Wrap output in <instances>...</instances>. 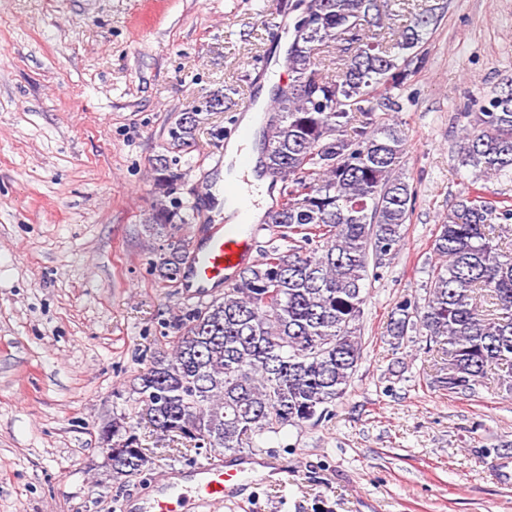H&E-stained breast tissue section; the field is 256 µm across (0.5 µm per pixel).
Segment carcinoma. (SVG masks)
I'll return each instance as SVG.
<instances>
[{
  "label": "carcinoma",
  "instance_id": "carcinoma-1",
  "mask_svg": "<svg viewBox=\"0 0 512 512\" xmlns=\"http://www.w3.org/2000/svg\"><path fill=\"white\" fill-rule=\"evenodd\" d=\"M396 0H324L322 16L301 15L288 47V91H275L257 129L260 173L279 187L262 217L285 252L272 247L240 268L222 297L178 320L171 351L152 358L131 391L155 429L199 448L240 453L255 436L316 423L342 399L363 358L361 325L369 268L402 247L416 192L403 173L407 139L392 113L426 63L423 35L443 19L429 8L389 32ZM459 113V164L474 175L448 209L432 250L424 304H397L386 331L400 341L425 337L441 353L432 387L473 396L491 380L512 394V243L492 221L512 208L478 193L482 178L512 174V78ZM202 122L183 113L169 148L193 144ZM173 160L159 159L156 200L147 227L190 221L191 205L172 198ZM170 201H165V198ZM188 243L178 240L152 268L178 279ZM112 440V476L142 473L151 458L137 425L112 416L99 441Z\"/></svg>",
  "mask_w": 512,
  "mask_h": 512
}]
</instances>
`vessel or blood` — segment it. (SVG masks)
I'll list each match as a JSON object with an SVG mask.
<instances>
[{"label":"vessel or blood","instance_id":"b4317fda","mask_svg":"<svg viewBox=\"0 0 512 512\" xmlns=\"http://www.w3.org/2000/svg\"><path fill=\"white\" fill-rule=\"evenodd\" d=\"M260 224L216 223L206 233H195L184 266L182 286L188 296L203 298L212 290L228 284L234 272L254 260L256 241L263 233ZM257 461L246 457L236 467H225L222 460L208 458L194 464L187 472L193 487L178 490L170 475L153 480V495L143 512H198L234 498L239 491L254 484Z\"/></svg>","mask_w":512,"mask_h":512}]
</instances>
